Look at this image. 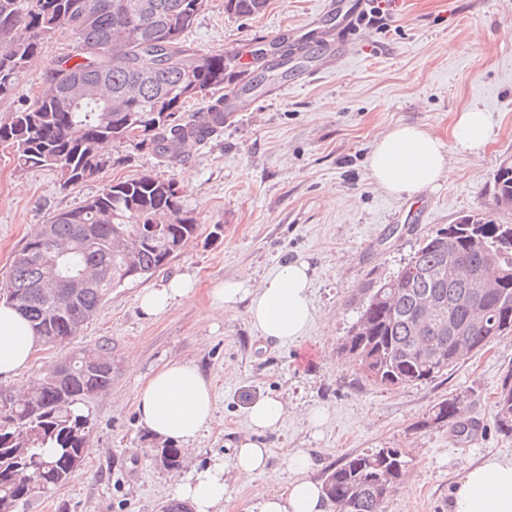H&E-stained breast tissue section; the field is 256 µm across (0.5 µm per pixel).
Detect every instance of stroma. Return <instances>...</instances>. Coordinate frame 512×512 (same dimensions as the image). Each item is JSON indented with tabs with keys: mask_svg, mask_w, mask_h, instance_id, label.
Segmentation results:
<instances>
[{
	"mask_svg": "<svg viewBox=\"0 0 512 512\" xmlns=\"http://www.w3.org/2000/svg\"><path fill=\"white\" fill-rule=\"evenodd\" d=\"M324 0H267L263 11L236 17L224 0H209L188 33V44L224 53L228 90L254 81L255 104L234 113L207 143L163 163L151 151L113 146L121 164L96 178L61 187L54 172L17 168L0 149V284L15 252L54 212L69 210L107 183L140 174L173 182L183 210L198 229L180 253L150 279L112 290L96 317L70 343L39 346L31 366L0 380L13 391L74 351L108 343L112 383L83 405L91 420L86 467L51 490L28 512H158L173 497L168 471L150 456L153 440L138 423L136 393L164 363H195L216 395L214 420L185 452V469L229 455L249 431L252 399H281L287 412L262 434L273 464L302 449L315 480L345 456L400 449L403 487L386 498L385 512H448L461 466L489 453L512 457V435L492 419L495 393L512 365V336L499 339L448 375L407 386L380 387L359 379L340 351L370 281L393 276L418 243L488 201L494 171L512 156V0H400L386 26L360 25L359 52L317 78L270 69L254 51L273 34H302L311 26L337 34ZM67 37L45 43L0 101V119L33 101ZM488 112L492 137L477 153L449 151L451 173L440 188L394 197L372 180L367 159L393 126L413 124L444 142L458 112ZM311 271L313 320L296 343L261 336L245 304L216 307L211 290L227 279L257 286L284 264ZM175 277L193 281L191 294L158 317L137 307L138 295ZM465 395L466 415L479 419L478 441L457 440L448 427L422 429V415L438 401ZM327 410L314 427L310 407ZM224 512H246L264 495L284 491L264 477L228 479Z\"/></svg>",
	"mask_w": 512,
	"mask_h": 512,
	"instance_id": "1",
	"label": "stroma"
}]
</instances>
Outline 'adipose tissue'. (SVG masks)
I'll return each instance as SVG.
<instances>
[{
    "label": "adipose tissue",
    "mask_w": 512,
    "mask_h": 512,
    "mask_svg": "<svg viewBox=\"0 0 512 512\" xmlns=\"http://www.w3.org/2000/svg\"><path fill=\"white\" fill-rule=\"evenodd\" d=\"M492 135L487 112L469 107L461 112L452 129L455 149L461 153L481 150ZM436 136L410 125H398L376 142L368 167L374 182L394 196L412 197L439 187L446 176L448 153ZM194 287L187 278L171 279L166 287L151 289L140 298L145 316L166 312ZM214 303L229 308L246 303L253 324L264 338L279 343L301 339L312 320L309 267L291 262L255 288L227 280L212 291ZM38 340L29 323L10 305L0 300V379H9L30 364ZM139 422L163 439L193 443L213 420L215 399L211 385L199 368L189 362L172 361L156 371L137 394ZM286 409L274 397L255 399L248 407L250 436L234 443L229 458L172 480L176 499L187 501L194 512H224L226 472L248 478L262 473L279 483L282 472L293 479L285 492L261 497L248 512H329L322 486L312 479L313 463L307 453L293 451L285 471L268 468L269 450L258 434L273 430ZM448 512H512V458L489 454L464 464L454 482Z\"/></svg>",
    "instance_id": "obj_1"
}]
</instances>
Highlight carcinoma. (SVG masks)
<instances>
[{
  "label": "carcinoma",
  "mask_w": 512,
  "mask_h": 512,
  "mask_svg": "<svg viewBox=\"0 0 512 512\" xmlns=\"http://www.w3.org/2000/svg\"><path fill=\"white\" fill-rule=\"evenodd\" d=\"M0 0V100L12 96L16 81L37 57L45 42L69 33L71 46L51 64L45 83L31 105L0 120V145L14 151L17 167L45 168L57 173L63 187L76 186L120 162L105 152L118 143L132 150L149 149L168 160L179 158L187 144L203 140L184 112L189 100L204 101L224 90V54L201 52L186 44L208 0ZM266 0H225V11L237 17L259 13ZM151 73L141 83L140 73ZM196 90L184 94L186 78ZM81 82L86 98L67 101L60 86ZM139 123L140 139L128 138L129 123ZM498 166L492 190L512 201V156ZM482 223L450 224L422 240L392 280L372 281L360 303L357 322L342 351L360 376L379 386L417 385L434 381L504 335L471 322L470 288L456 267L444 264L453 249L460 265L503 276L498 294L476 301L491 317L512 320V224L496 213L481 211ZM168 219L162 238L145 233L150 224ZM197 230L196 219L184 211L174 184L149 174L112 182L82 205L59 211L22 246L10 265L7 300L25 316L37 338L50 345L77 338L96 316L112 289L145 281L171 261ZM126 234L125 250L112 240ZM483 236L475 249L470 238ZM73 244L59 259L63 276L83 271L95 284L74 292L64 279L43 287L47 265L58 244ZM423 296L440 305L419 308ZM467 327L462 336L448 332V321ZM425 322L424 333L416 327ZM432 346L442 359L431 364L421 357ZM108 345L96 349L84 366V352L73 353L62 366L63 376L42 378L26 396L0 405V503L24 510L52 489L70 482L85 461L90 431L80 405L112 382ZM465 406L455 397L435 403L417 422L421 428H461ZM496 429L512 435V368L507 370L494 402ZM405 476L397 448L349 455L326 473L328 501L339 512H384L388 494Z\"/></svg>",
  "instance_id": "carcinoma-1"
}]
</instances>
